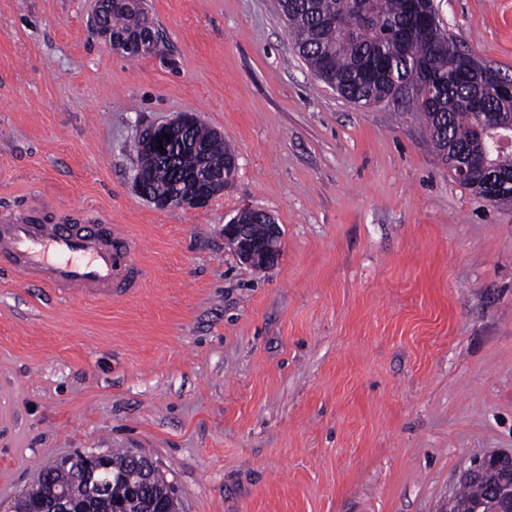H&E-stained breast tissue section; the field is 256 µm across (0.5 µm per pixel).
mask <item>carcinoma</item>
<instances>
[{
  "label": "carcinoma",
  "mask_w": 512,
  "mask_h": 512,
  "mask_svg": "<svg viewBox=\"0 0 512 512\" xmlns=\"http://www.w3.org/2000/svg\"><path fill=\"white\" fill-rule=\"evenodd\" d=\"M288 35L314 75L336 85L344 98L362 106L393 105L411 112L425 125L438 155L456 149L470 155L483 147L485 128L475 124V112H511L512 96L474 84L460 70L456 53L441 45L437 29L421 31L407 9V0H281ZM103 22L119 38L134 36L147 26L140 3L114 4ZM215 132L201 123L168 143L170 161L146 159L142 140L134 143L137 162L144 163L145 188L153 196H174L185 188L188 170L203 163L228 176L236 155L224 142L213 145ZM207 146L204 159L183 147L185 140ZM114 501L136 512L145 498H165L170 483L161 472L153 477L128 451L110 452ZM61 486L77 495L87 488L85 471L76 466L46 468L30 490L43 494V512H51L47 493ZM487 485L465 484L458 495L460 512L486 496Z\"/></svg>",
  "instance_id": "cac0c4a2"
}]
</instances>
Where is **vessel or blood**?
<instances>
[{
    "instance_id": "b4317fda",
    "label": "vessel or blood",
    "mask_w": 512,
    "mask_h": 512,
    "mask_svg": "<svg viewBox=\"0 0 512 512\" xmlns=\"http://www.w3.org/2000/svg\"><path fill=\"white\" fill-rule=\"evenodd\" d=\"M42 206L31 199L27 211L0 215V261L46 288L83 298H103L116 288H135L140 274L135 246L115 224L45 225L33 221Z\"/></svg>"
}]
</instances>
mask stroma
I'll return each mask as SVG.
<instances>
[{"mask_svg": "<svg viewBox=\"0 0 512 512\" xmlns=\"http://www.w3.org/2000/svg\"><path fill=\"white\" fill-rule=\"evenodd\" d=\"M512 76V0H434ZM160 50L91 33L93 0H0V210L106 215L139 288L84 299L0 264V512L77 452L150 456L180 512H438L512 451V202L458 183L422 124L298 55L278 0H146ZM196 113L236 152L200 211L136 192L145 125ZM269 212L278 264L224 243ZM262 211L242 209L224 224V241L232 248L238 260L251 267L270 268L278 263L282 252V229L267 213L260 216L263 224L264 236L262 239L253 238L249 229L250 219Z\"/></svg>", "mask_w": 512, "mask_h": 512, "instance_id": "1", "label": "stroma"}]
</instances>
